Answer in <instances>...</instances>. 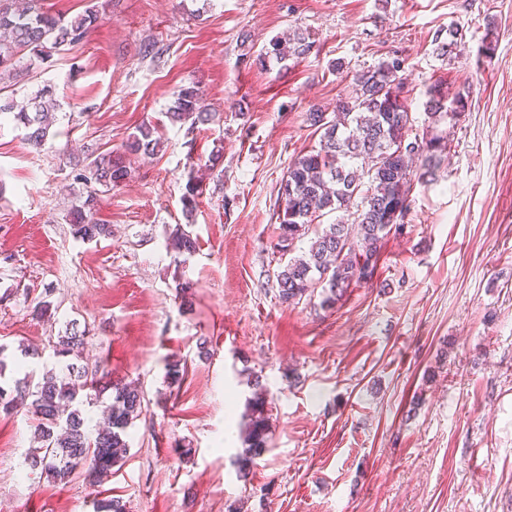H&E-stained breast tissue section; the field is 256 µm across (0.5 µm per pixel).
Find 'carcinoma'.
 I'll return each instance as SVG.
<instances>
[{"label": "carcinoma", "instance_id": "obj_1", "mask_svg": "<svg viewBox=\"0 0 512 512\" xmlns=\"http://www.w3.org/2000/svg\"><path fill=\"white\" fill-rule=\"evenodd\" d=\"M99 21L92 10L74 18L43 8L42 0H0V85H8L23 75L14 68L15 59L29 55L27 67H34L66 46L81 41ZM459 30L448 29V38L437 34L436 56L453 58ZM309 37L294 30L277 37L259 52L255 62L262 67L275 63L288 67V61L307 55ZM403 61L389 57L354 78L356 93L337 99L334 118L317 110L307 116L310 126L320 133L319 146L299 156L281 180L278 189L279 236L275 245L280 255L273 272L281 303L300 301L315 282L324 283L322 304L332 306L348 289L373 278L385 239L403 232L410 210L414 183L436 180L448 139L438 134L409 137L412 117L405 95ZM34 111L14 100L0 104V115L13 114L23 125L26 140L40 146L48 136L57 100L50 88L42 89ZM468 97H453L435 83L427 92L424 110L434 129L448 115L465 112ZM167 117L174 123L192 127L213 120L203 94L194 85L181 86L174 96ZM163 146L162 137L151 124H142L130 136L121 154L97 155L87 166L83 180L89 188L82 205L70 212L74 235L92 242L110 235V226L95 218L98 187L108 190L130 176L131 156L154 155ZM420 159L413 172L409 160ZM354 220L338 221L315 232L308 249L296 255L297 243L309 234L311 224L331 213L347 212L355 198ZM167 246L179 255L196 251L192 232L177 224L169 232ZM88 329L72 320L53 342L54 357L61 372L51 368L38 379L0 382V415L10 416L18 401L31 400L37 416L40 446L25 454L24 464L40 469L51 479L64 482L82 474L91 486H98L112 475V468L126 456L127 430L144 408L145 394L134 382H114L104 375L101 365L80 363L87 343ZM185 367L181 360L165 364L170 385L181 383ZM97 405L106 414V423L96 431L87 429L84 407ZM265 400L255 395L248 407L243 431L244 448L237 458L242 469L252 467L269 448Z\"/></svg>", "mask_w": 512, "mask_h": 512}]
</instances>
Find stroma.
Here are the masks:
<instances>
[{
  "instance_id": "35a3bbf8",
  "label": "stroma",
  "mask_w": 512,
  "mask_h": 512,
  "mask_svg": "<svg viewBox=\"0 0 512 512\" xmlns=\"http://www.w3.org/2000/svg\"><path fill=\"white\" fill-rule=\"evenodd\" d=\"M100 21L40 64L17 101L52 86L59 108L42 146L0 116V345L7 379L40 376L70 320L90 330L87 363L141 382L144 412L108 481L29 471L37 417L0 416V512H512V0H43ZM463 34L456 59L437 33ZM298 29L311 52L286 70L244 58ZM493 33L496 49L482 53ZM405 63L413 131H426L431 84L468 90L436 182L415 185L402 234L372 281L322 307L314 290L281 304L273 213L289 166L317 146L306 121L350 96L357 72ZM200 88L214 122L171 124L179 86ZM156 125L162 151L133 159L97 196L110 237L76 239L81 165L123 152ZM192 213L182 196L214 145ZM189 225L196 252L167 249ZM190 282L189 291L178 285ZM47 300L46 316L32 310ZM207 338L210 357H199ZM32 349L17 355L18 346ZM183 359L180 386L166 361ZM266 387L270 449L247 474L234 463L253 394ZM190 449L187 457L179 449Z\"/></svg>"
}]
</instances>
